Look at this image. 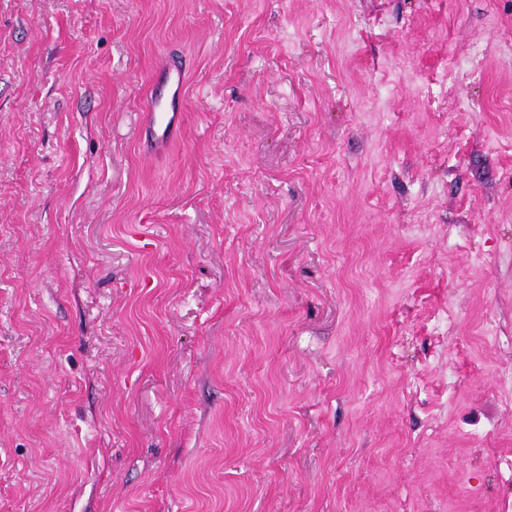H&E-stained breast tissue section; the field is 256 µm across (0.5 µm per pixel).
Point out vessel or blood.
Returning a JSON list of instances; mask_svg holds the SVG:
<instances>
[{
  "label": "vessel or blood",
  "instance_id": "1",
  "mask_svg": "<svg viewBox=\"0 0 512 512\" xmlns=\"http://www.w3.org/2000/svg\"><path fill=\"white\" fill-rule=\"evenodd\" d=\"M183 69L164 66L152 81L151 101L145 127L148 142L163 144L171 141L180 123L177 105L183 94Z\"/></svg>",
  "mask_w": 512,
  "mask_h": 512
}]
</instances>
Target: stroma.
Segmentation results:
<instances>
[{
    "label": "stroma",
    "mask_w": 512,
    "mask_h": 512,
    "mask_svg": "<svg viewBox=\"0 0 512 512\" xmlns=\"http://www.w3.org/2000/svg\"><path fill=\"white\" fill-rule=\"evenodd\" d=\"M0 512H512V0H0ZM153 78L148 118L144 123L149 143L171 141L180 123L177 105L183 94L185 72L182 68L165 65Z\"/></svg>",
    "instance_id": "stroma-1"
}]
</instances>
